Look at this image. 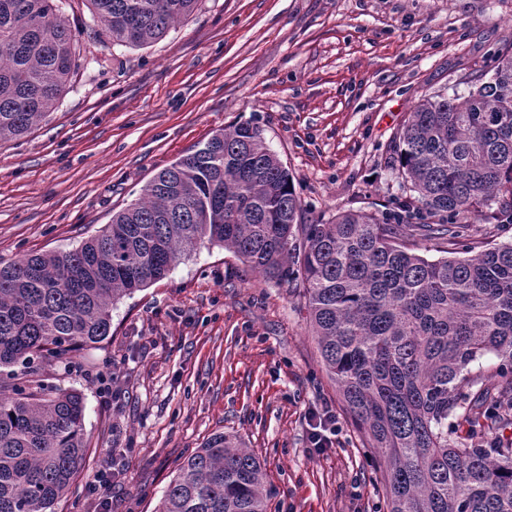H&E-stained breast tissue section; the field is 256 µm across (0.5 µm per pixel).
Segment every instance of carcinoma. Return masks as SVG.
<instances>
[{"label":"carcinoma","mask_w":512,"mask_h":512,"mask_svg":"<svg viewBox=\"0 0 512 512\" xmlns=\"http://www.w3.org/2000/svg\"><path fill=\"white\" fill-rule=\"evenodd\" d=\"M115 45L163 38L198 0H89ZM77 33L55 0H0V140L27 133L76 73ZM391 168L409 194L378 217L302 223L288 170L250 123L213 134L141 197L65 253L0 267V512H54L87 451L84 398L46 371L111 335L110 305L206 243L302 289L318 350L373 449L387 512H512V448L469 441L448 418L470 405L464 371L488 353L512 372V243L461 248L459 221L512 216V53L465 97L424 96L397 132ZM435 244L429 260L411 249ZM463 249L465 256H455ZM20 370H15V367ZM260 461L232 435L195 449L156 512H267Z\"/></svg>","instance_id":"carcinoma-1"}]
</instances>
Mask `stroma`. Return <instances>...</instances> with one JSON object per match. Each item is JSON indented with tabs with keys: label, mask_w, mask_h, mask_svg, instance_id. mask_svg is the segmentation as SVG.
Wrapping results in <instances>:
<instances>
[{
	"label": "stroma",
	"mask_w": 512,
	"mask_h": 512,
	"mask_svg": "<svg viewBox=\"0 0 512 512\" xmlns=\"http://www.w3.org/2000/svg\"><path fill=\"white\" fill-rule=\"evenodd\" d=\"M80 67L54 110L0 141V267L98 234L161 169L215 132L258 126L304 223L382 214L402 196L389 146L421 96L467 95L512 50V0H199L165 37L113 45L88 0H62ZM473 245L512 242L486 209ZM112 329L50 378L81 392L86 464L55 512H156L215 433L260 461L271 512H382L381 474L320 358L298 289L201 248L116 301ZM111 367L110 391L96 380ZM336 412L308 452L307 410ZM110 470L109 487L92 488ZM308 429V442L312 455H323L333 445V437L338 431L336 412L327 403L310 408L305 415Z\"/></svg>",
	"instance_id": "obj_1"
}]
</instances>
